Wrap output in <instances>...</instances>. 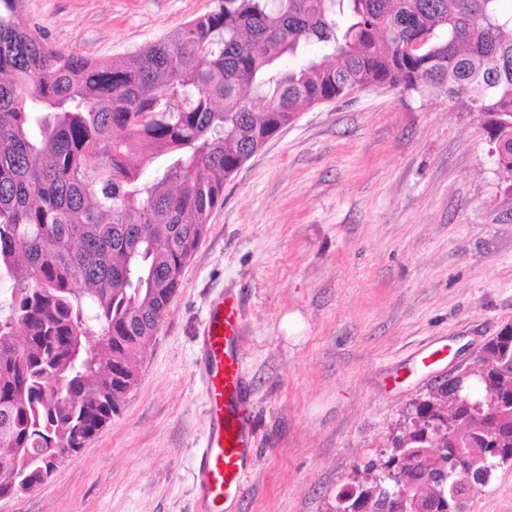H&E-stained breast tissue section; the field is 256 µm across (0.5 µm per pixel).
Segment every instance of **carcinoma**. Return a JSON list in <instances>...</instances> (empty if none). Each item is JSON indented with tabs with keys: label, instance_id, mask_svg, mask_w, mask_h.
<instances>
[{
	"label": "carcinoma",
	"instance_id": "cac0c4a2",
	"mask_svg": "<svg viewBox=\"0 0 512 512\" xmlns=\"http://www.w3.org/2000/svg\"><path fill=\"white\" fill-rule=\"evenodd\" d=\"M506 0H218L105 62L56 48L0 0V499L50 478L123 406L224 180L301 112L368 88L444 95L487 117L512 190V6ZM312 47L300 66L288 58ZM125 133L123 137L114 131ZM512 326L412 403L330 512H466L512 460Z\"/></svg>",
	"mask_w": 512,
	"mask_h": 512
}]
</instances>
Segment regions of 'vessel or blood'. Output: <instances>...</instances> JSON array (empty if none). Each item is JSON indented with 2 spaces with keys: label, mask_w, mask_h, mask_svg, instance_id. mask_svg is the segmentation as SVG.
<instances>
[{
  "label": "vessel or blood",
  "mask_w": 512,
  "mask_h": 512,
  "mask_svg": "<svg viewBox=\"0 0 512 512\" xmlns=\"http://www.w3.org/2000/svg\"><path fill=\"white\" fill-rule=\"evenodd\" d=\"M242 314L236 297L214 301L201 336L209 429L194 469L201 512H224L244 496L256 435L247 424L245 379L238 354Z\"/></svg>",
  "instance_id": "obj_1"
}]
</instances>
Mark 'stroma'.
Wrapping results in <instances>:
<instances>
[{
  "mask_svg": "<svg viewBox=\"0 0 512 512\" xmlns=\"http://www.w3.org/2000/svg\"><path fill=\"white\" fill-rule=\"evenodd\" d=\"M214 6L22 0L52 43L102 61ZM490 150L485 116L444 97L369 89L303 112L225 181L120 414L0 512H197L200 336L224 293L258 438L233 512H326L403 409L512 325V192ZM468 510L512 512V462Z\"/></svg>",
  "mask_w": 512,
  "mask_h": 512,
  "instance_id": "obj_1",
  "label": "stroma"
}]
</instances>
